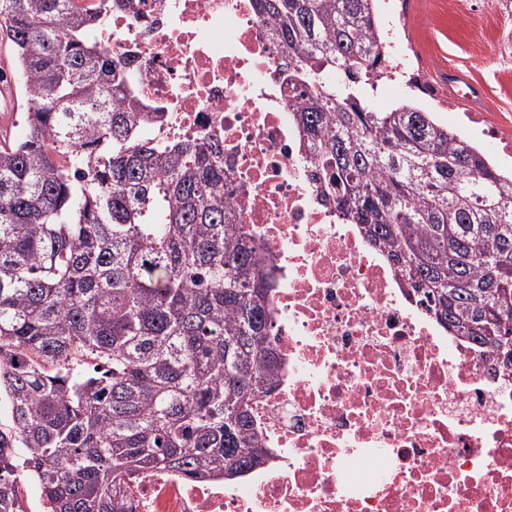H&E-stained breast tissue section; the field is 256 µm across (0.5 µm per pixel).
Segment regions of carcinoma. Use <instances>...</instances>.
I'll return each instance as SVG.
<instances>
[{
    "instance_id": "carcinoma-1",
    "label": "carcinoma",
    "mask_w": 512,
    "mask_h": 512,
    "mask_svg": "<svg viewBox=\"0 0 512 512\" xmlns=\"http://www.w3.org/2000/svg\"><path fill=\"white\" fill-rule=\"evenodd\" d=\"M111 7L0 0L25 102L23 137L0 146V512H24L20 465L50 512H119L134 472L261 460L250 406L277 370L267 276L224 200L222 142L150 139L134 60L94 40ZM255 8L306 89L321 198L426 315L512 370V173L414 101L381 111L364 95L388 50L379 0Z\"/></svg>"
}]
</instances>
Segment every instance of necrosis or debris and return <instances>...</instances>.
Listing matches in <instances>:
<instances>
[{
	"instance_id": "1",
	"label": "necrosis or debris",
	"mask_w": 512,
	"mask_h": 512,
	"mask_svg": "<svg viewBox=\"0 0 512 512\" xmlns=\"http://www.w3.org/2000/svg\"><path fill=\"white\" fill-rule=\"evenodd\" d=\"M134 58L158 141L218 137L269 274L273 383L252 403L262 462L229 483L159 468L132 475L130 512H512V373L407 293L310 176L307 140L275 80L254 0H129L98 36ZM373 86L436 101L440 87L391 35Z\"/></svg>"
}]
</instances>
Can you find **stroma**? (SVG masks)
I'll return each mask as SVG.
<instances>
[{
  "instance_id": "35a3bbf8",
  "label": "stroma",
  "mask_w": 512,
  "mask_h": 512,
  "mask_svg": "<svg viewBox=\"0 0 512 512\" xmlns=\"http://www.w3.org/2000/svg\"><path fill=\"white\" fill-rule=\"evenodd\" d=\"M421 43L423 58L434 76L447 78L449 70L467 74L482 94V112L488 123L512 130V24L505 31H491L502 40L498 55L478 53L468 37L470 23L448 0H427L404 18Z\"/></svg>"
}]
</instances>
